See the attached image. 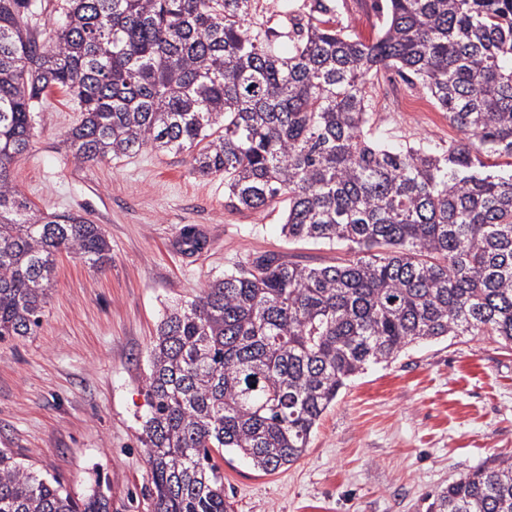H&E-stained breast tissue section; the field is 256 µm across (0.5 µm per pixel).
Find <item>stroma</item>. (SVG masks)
Listing matches in <instances>:
<instances>
[{
    "label": "stroma",
    "mask_w": 512,
    "mask_h": 512,
    "mask_svg": "<svg viewBox=\"0 0 512 512\" xmlns=\"http://www.w3.org/2000/svg\"><path fill=\"white\" fill-rule=\"evenodd\" d=\"M363 40L374 0H335ZM421 85L373 78L370 124L395 141L447 148L461 134L440 110L409 112ZM29 151L12 169L40 210L99 224L111 260L92 269L60 255L34 335L0 342V448L85 491L110 483L120 512H147L151 480L139 441L149 347L167 309L273 251L311 266L335 262L323 243L281 234L282 206L254 213L224 203V178L193 172L187 154L144 149L77 163L63 146L80 114L51 89ZM203 244L189 250L185 230ZM491 456H512V346L494 336L444 338L372 365L343 389L293 465L264 474L225 454L233 512H426V497Z\"/></svg>",
    "instance_id": "stroma-1"
}]
</instances>
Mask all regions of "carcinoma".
Masks as SVG:
<instances>
[{
    "label": "carcinoma",
    "instance_id": "obj_1",
    "mask_svg": "<svg viewBox=\"0 0 512 512\" xmlns=\"http://www.w3.org/2000/svg\"><path fill=\"white\" fill-rule=\"evenodd\" d=\"M256 2L68 0L44 42L35 0H0V342L34 335L59 254L111 259L99 225L13 182L53 87L81 112L64 140L76 162L185 151L224 176L227 206L282 203L288 238L353 254L312 267L265 252L166 314L144 381L151 512H231L216 457L294 464L348 382L412 344L512 345V168L487 163L512 158V0H386L371 41L314 0L286 46ZM381 68L418 80L463 138L432 151L368 133ZM0 512H112L111 485L78 493L2 448ZM427 512H512V457Z\"/></svg>",
    "mask_w": 512,
    "mask_h": 512
}]
</instances>
